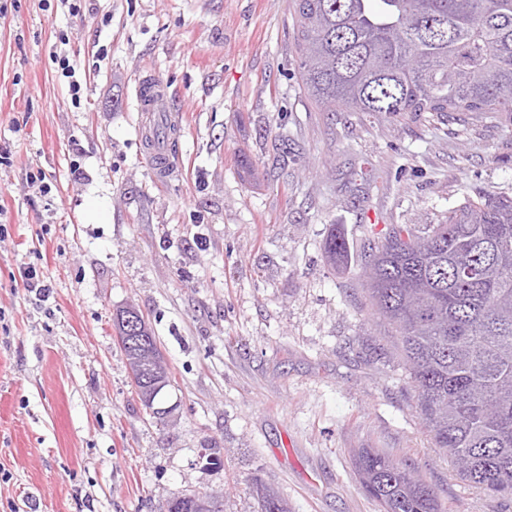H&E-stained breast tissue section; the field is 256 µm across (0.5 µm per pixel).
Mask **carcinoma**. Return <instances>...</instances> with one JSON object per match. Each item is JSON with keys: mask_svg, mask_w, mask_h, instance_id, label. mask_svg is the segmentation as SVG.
<instances>
[{"mask_svg": "<svg viewBox=\"0 0 512 512\" xmlns=\"http://www.w3.org/2000/svg\"><path fill=\"white\" fill-rule=\"evenodd\" d=\"M294 0L298 72L316 104L347 112H499L512 120V0ZM346 264V240L324 242ZM365 282L433 447L463 483L512 496V199L486 196L423 236L371 248ZM354 470L381 512H445L416 468L360 448ZM259 512H288L252 484Z\"/></svg>", "mask_w": 512, "mask_h": 512, "instance_id": "cac0c4a2", "label": "carcinoma"}]
</instances>
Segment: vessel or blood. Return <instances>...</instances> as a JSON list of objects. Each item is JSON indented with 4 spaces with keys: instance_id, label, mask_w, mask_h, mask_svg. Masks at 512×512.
I'll use <instances>...</instances> for the list:
<instances>
[{
    "instance_id": "b4317fda",
    "label": "vessel or blood",
    "mask_w": 512,
    "mask_h": 512,
    "mask_svg": "<svg viewBox=\"0 0 512 512\" xmlns=\"http://www.w3.org/2000/svg\"><path fill=\"white\" fill-rule=\"evenodd\" d=\"M136 100L140 135L152 143L151 166L158 179L170 178L179 165L173 144L179 138L181 118L170 109L166 84L154 75L146 74L139 79Z\"/></svg>"
}]
</instances>
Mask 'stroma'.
Masks as SVG:
<instances>
[{
	"label": "stroma",
	"instance_id": "obj_1",
	"mask_svg": "<svg viewBox=\"0 0 512 512\" xmlns=\"http://www.w3.org/2000/svg\"><path fill=\"white\" fill-rule=\"evenodd\" d=\"M94 4L0 0V512H167L178 491L257 512L256 479L288 512H380L360 448L412 460L446 512H512L432 447L361 276L392 228L512 198V121L317 106L292 0ZM62 29L77 105L51 57ZM146 73L182 117L162 184L137 131ZM334 230L344 270L324 257ZM35 261L43 302L19 274ZM129 304L170 367V419L135 394L113 327Z\"/></svg>",
	"mask_w": 512,
	"mask_h": 512
}]
</instances>
